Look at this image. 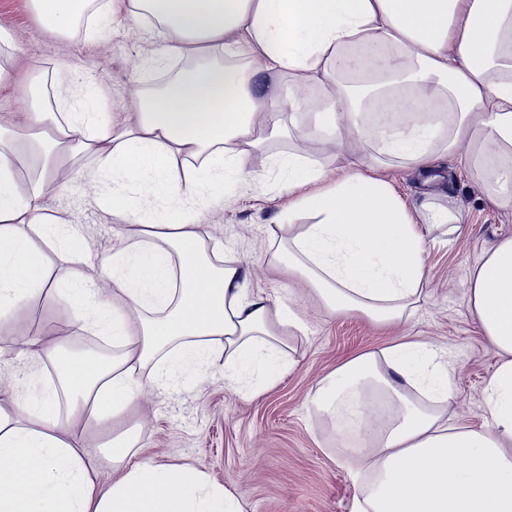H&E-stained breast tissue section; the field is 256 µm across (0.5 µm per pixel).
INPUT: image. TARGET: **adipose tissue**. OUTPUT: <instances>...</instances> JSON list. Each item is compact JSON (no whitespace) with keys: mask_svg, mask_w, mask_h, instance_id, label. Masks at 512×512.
Segmentation results:
<instances>
[{"mask_svg":"<svg viewBox=\"0 0 512 512\" xmlns=\"http://www.w3.org/2000/svg\"><path fill=\"white\" fill-rule=\"evenodd\" d=\"M48 28L106 17L108 0H34ZM130 18L170 36L167 57H200L149 98L132 96V116L98 119L96 95L28 85L29 124L53 123L30 188L18 194L24 161L14 137L0 136V333L10 334L28 299L67 284L92 315L48 344L33 331L24 351L33 390L0 387V512H242L238 501L191 465L135 459L121 434L103 445L89 432L112 425L135 403L145 370L157 382L224 343V375L273 377L297 322L253 293L234 258L205 256V229L187 203L247 174L241 165L259 128H281L308 108L302 89L320 81L332 102L317 126L336 149V166L295 153L276 161L288 187L308 186L289 211L311 224L272 254L331 310L378 323L402 319L426 282L424 224L456 233L452 188L406 204L384 175L387 161L431 174L448 156L481 176L491 202L512 208V0H129ZM248 59V71L205 62L212 48ZM406 74V93L388 90L383 112L356 107L338 73ZM91 151L89 180L110 174L163 212L141 221L132 243L106 259V286L74 278L86 255L67 214L44 199L59 178L56 157ZM69 265L52 269L50 252ZM469 305L500 357L485 389L487 422L449 426L451 367L423 344H398L344 362L315 395L337 430L373 440L356 468L359 512H512V237L493 243L467 282ZM110 336L109 358L75 353L92 328ZM117 477L99 481L101 459Z\"/></svg>","mask_w":512,"mask_h":512,"instance_id":"ef3b65f1","label":"adipose tissue"}]
</instances>
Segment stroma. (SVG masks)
Masks as SVG:
<instances>
[{
    "instance_id": "stroma-1",
    "label": "stroma",
    "mask_w": 512,
    "mask_h": 512,
    "mask_svg": "<svg viewBox=\"0 0 512 512\" xmlns=\"http://www.w3.org/2000/svg\"><path fill=\"white\" fill-rule=\"evenodd\" d=\"M112 23L96 35L76 27L63 37L40 19L32 0H0V52L20 61L14 81L0 85V122L21 125L28 108L23 89L30 83L52 85L57 73L94 89L98 110L108 116L122 111L125 99L139 88L143 62L162 58L168 42L158 29L126 18L127 0H112ZM297 152L328 168L336 155L326 134L313 129L308 114L297 125L266 141L242 159L254 183L238 184L227 203H193L196 223L208 232V255H231L250 271V286L278 304L290 307L300 329L290 331L289 362L263 390L249 381L224 376V353L213 350L200 363L186 365L158 387L143 377L138 407L121 422L138 439L141 456L158 464H185L223 487L244 512H355L359 475L351 457V436L336 434L333 414L318 411L312 396L320 381L342 362L367 351L378 352L404 342L429 344L446 355L456 397L450 424L481 427L485 387L499 357L482 335L466 295L465 282L484 251L497 239L512 236V209L489 206L478 176L459 173L454 161L442 163V176L452 178L464 220L458 234L447 225L426 224L427 281L412 313L402 321L379 326L358 313H333L304 284L271 268L269 256L287 239V222L308 224L307 215L287 217L288 195L274 164ZM68 178L45 199L49 212L68 213L81 232L90 259L82 273L95 274L96 264L125 245L134 229L123 215L105 207L104 196L115 189L111 177L84 179L92 166L83 151L66 161ZM20 323L0 335V380L25 382L30 366L20 349L30 325L41 327L45 340L55 341L81 323L84 310L66 292L32 298L20 309Z\"/></svg>"
}]
</instances>
